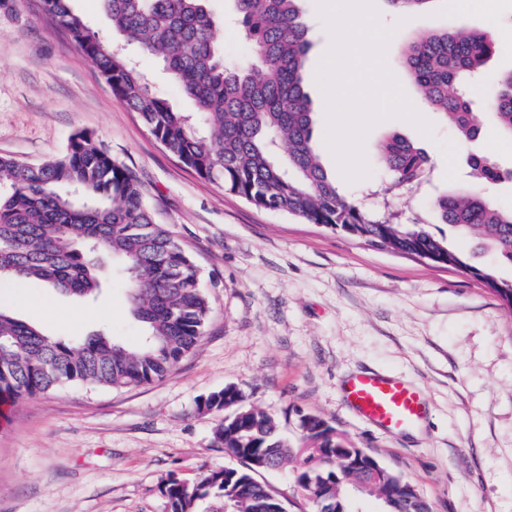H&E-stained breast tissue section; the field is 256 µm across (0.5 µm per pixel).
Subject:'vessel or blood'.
<instances>
[{"instance_id":"1","label":"vessel or blood","mask_w":512,"mask_h":512,"mask_svg":"<svg viewBox=\"0 0 512 512\" xmlns=\"http://www.w3.org/2000/svg\"><path fill=\"white\" fill-rule=\"evenodd\" d=\"M341 390L355 412L388 432L418 425L426 409L422 392L395 376L361 371L346 380Z\"/></svg>"}]
</instances>
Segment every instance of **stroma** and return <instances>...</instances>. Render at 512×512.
I'll return each instance as SVG.
<instances>
[{
	"label": "stroma",
	"instance_id": "35a3bbf8",
	"mask_svg": "<svg viewBox=\"0 0 512 512\" xmlns=\"http://www.w3.org/2000/svg\"><path fill=\"white\" fill-rule=\"evenodd\" d=\"M375 5L382 22L397 28L389 68L433 134L401 119L380 122L365 140L370 176L353 183L339 177L315 77L330 38L317 0H304L315 148L340 190L368 206L371 189L386 178L380 141L396 133L423 148L428 183L397 190L391 204L403 220L431 225L473 253L471 239L438 223L433 201L471 185L473 151L512 169V144H501L486 113L478 143L459 139L403 79L398 58L415 36L465 21L493 35L494 54L475 83L485 92L512 69V0H496L490 14L484 0H434L402 25L386 0ZM207 7L223 21L217 43L226 61L236 62L246 49L232 0H208ZM78 133L134 171L156 222L190 252L212 311L197 348L160 381L120 390L71 384L0 407V512H166L163 480L190 483L231 463L214 441L218 416L198 409L229 385L274 416L289 440L299 438L302 415L322 416L407 477L432 512H512V310L463 271L257 209L200 178L165 151L68 36L44 21L42 0H0V156L39 164ZM98 263L97 299L38 280L5 282L0 308L59 340L106 331L136 345L141 327L128 311L121 263L107 253ZM367 369L422 391L427 412L418 429L388 433L347 406L342 383ZM293 472L288 464L256 478L288 512H309Z\"/></svg>",
	"mask_w": 512,
	"mask_h": 512
}]
</instances>
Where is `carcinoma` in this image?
<instances>
[{
	"mask_svg": "<svg viewBox=\"0 0 512 512\" xmlns=\"http://www.w3.org/2000/svg\"><path fill=\"white\" fill-rule=\"evenodd\" d=\"M301 0H234L245 61L228 65L216 42V21L205 0H102L125 43L160 60L196 105L179 112L154 91L122 50L103 44L68 0H43V14L60 26L163 148L200 177L258 209L321 224L379 250L456 268L485 283L512 309V280L475 263L429 226L399 221L390 194L419 183L425 151L398 134L379 146L392 176L368 208L342 193L313 144L314 112L303 87L311 49ZM493 49L490 34L459 23L423 34L402 49L401 67L425 102L441 112L462 140L476 142L482 107L512 139V70L496 75L475 100L474 78ZM472 185L433 202L438 219L476 249L512 265V209L493 204L478 185L502 181L498 164L470 157ZM109 252L123 263L127 303L143 333L129 347L107 335L62 341L0 310V402L47 393L67 384L121 389L168 376L193 351L211 306L198 269L165 224L156 223L133 173L91 136L74 135L63 154L39 165L0 157V279L41 280L78 296L100 289L89 256ZM199 409L224 414L215 441L239 466L208 471L193 484L163 481L167 512H194L197 501L222 498L231 512H287L256 481L254 457L268 468L299 459L295 482L313 512H350L349 487L369 486L386 512H430L427 499L400 473L352 444L327 420L305 415L301 436H283L274 417L247 404L234 386L207 395Z\"/></svg>",
	"mask_w": 512,
	"mask_h": 512,
	"instance_id": "cac0c4a2",
	"label": "carcinoma"
}]
</instances>
